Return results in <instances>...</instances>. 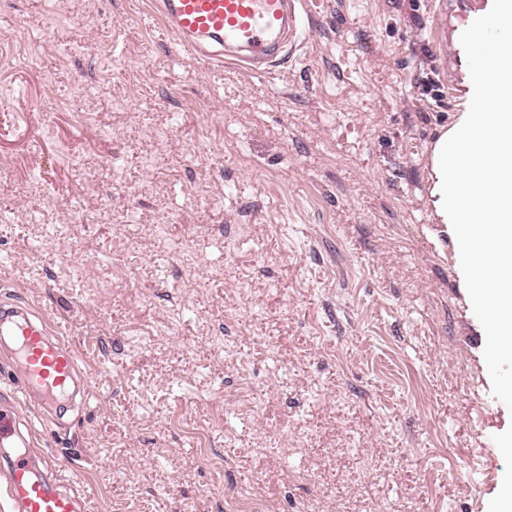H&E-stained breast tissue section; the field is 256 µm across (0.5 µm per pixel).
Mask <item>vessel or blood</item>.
I'll return each mask as SVG.
<instances>
[{
  "label": "vessel or blood",
  "instance_id": "1",
  "mask_svg": "<svg viewBox=\"0 0 512 512\" xmlns=\"http://www.w3.org/2000/svg\"><path fill=\"white\" fill-rule=\"evenodd\" d=\"M165 27L185 52L210 66L232 64L254 74L281 61L300 32L297 0H157ZM0 334L10 336L13 379L26 398L50 410L69 391L87 396L90 377L77 348L53 338L47 322L24 303L0 298ZM17 429L13 402H0V449L11 451L0 491L12 512H86L84 498L66 486L56 456L35 451Z\"/></svg>",
  "mask_w": 512,
  "mask_h": 512
}]
</instances>
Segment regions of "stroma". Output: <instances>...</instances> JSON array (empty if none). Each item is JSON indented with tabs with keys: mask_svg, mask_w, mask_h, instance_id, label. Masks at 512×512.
<instances>
[{
	"mask_svg": "<svg viewBox=\"0 0 512 512\" xmlns=\"http://www.w3.org/2000/svg\"><path fill=\"white\" fill-rule=\"evenodd\" d=\"M448 0H305L263 76L155 0H0V295L79 343L37 446L89 512H490L512 357L424 203ZM433 79L442 99L421 96Z\"/></svg>",
	"mask_w": 512,
	"mask_h": 512,
	"instance_id": "stroma-1",
	"label": "stroma"
}]
</instances>
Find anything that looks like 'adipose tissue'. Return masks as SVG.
Returning a JSON list of instances; mask_svg holds the SVG:
<instances>
[{"label": "adipose tissue", "instance_id": "ef3b65f1", "mask_svg": "<svg viewBox=\"0 0 512 512\" xmlns=\"http://www.w3.org/2000/svg\"><path fill=\"white\" fill-rule=\"evenodd\" d=\"M512 16V0H490L472 16L467 37L483 55L485 22ZM464 84L463 110L438 130L425 164L426 205L434 223L451 226L467 286L486 320L491 356L512 353V102L490 93V77L512 82V41L483 55Z\"/></svg>", "mask_w": 512, "mask_h": 512}]
</instances>
